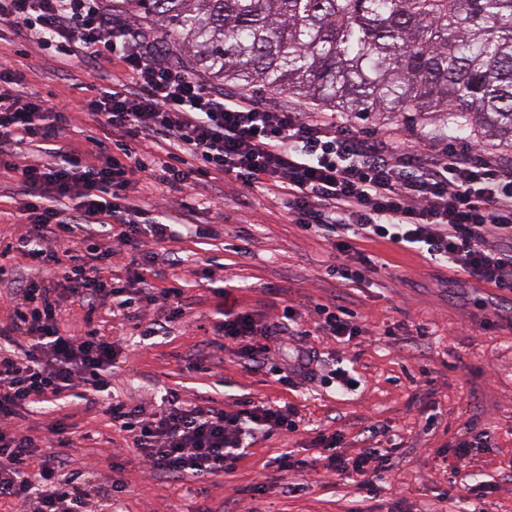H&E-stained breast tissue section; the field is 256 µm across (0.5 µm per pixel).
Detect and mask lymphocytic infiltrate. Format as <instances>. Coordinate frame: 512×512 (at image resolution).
<instances>
[{
    "mask_svg": "<svg viewBox=\"0 0 512 512\" xmlns=\"http://www.w3.org/2000/svg\"><path fill=\"white\" fill-rule=\"evenodd\" d=\"M1 21L41 45H58L63 55L82 57L91 69L110 61L123 69L125 80L101 85L83 103L110 129L120 156L92 163L59 149L48 162L21 167L16 160L23 144L62 138L66 116L47 101L13 94L18 76L0 59V169L20 171L28 188L21 216L32 231L18 238L15 249L34 263L13 318L0 322V340L26 341L19 352L0 347V500L21 503L27 512H90L89 496L67 469L70 424L59 419L50 426V447L18 423L21 409L48 402L76 382L103 394L110 389L114 345L91 326L79 335L61 332V297L86 303L93 312L117 310L128 317L157 302L170 316L182 314L178 280L150 292L133 280L102 275L114 256L174 237L167 216L140 224L129 219L134 181L155 177L187 189L216 170L250 189L277 190L294 223L333 237L345 257L336 272L351 283L363 282L376 264L365 254L349 261L350 252L357 242L380 239L425 252L474 284L512 293V161L482 145L427 153L315 112L225 96L162 62L156 39L117 24L103 0H0ZM150 133L170 147L166 160L152 165L131 146ZM66 198L76 201L79 217L65 216L59 203ZM100 214L107 218V243L92 244L83 255L73 252V239L87 230L82 217ZM293 318L288 305L258 317L228 311L215 330L239 344L240 355L255 368L262 337ZM106 411L113 426L133 435L140 464L176 477L232 470L254 431L270 436L297 428L285 404L204 410L174 393L150 409L113 399ZM341 442L338 432L314 440L327 454V470L371 488L384 453L366 448L350 456Z\"/></svg>",
    "mask_w": 512,
    "mask_h": 512,
    "instance_id": "obj_1",
    "label": "lymphocytic infiltrate"
}]
</instances>
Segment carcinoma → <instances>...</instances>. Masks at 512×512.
I'll list each match as a JSON object with an SVG mask.
<instances>
[{
	"label": "carcinoma",
	"instance_id": "cac0c4a2",
	"mask_svg": "<svg viewBox=\"0 0 512 512\" xmlns=\"http://www.w3.org/2000/svg\"><path fill=\"white\" fill-rule=\"evenodd\" d=\"M210 77L512 149V0H134Z\"/></svg>",
	"mask_w": 512,
	"mask_h": 512
}]
</instances>
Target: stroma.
Returning a JSON list of instances; mask_svg holds the SVG:
<instances>
[{"label": "stroma", "instance_id": "stroma-1", "mask_svg": "<svg viewBox=\"0 0 512 512\" xmlns=\"http://www.w3.org/2000/svg\"><path fill=\"white\" fill-rule=\"evenodd\" d=\"M117 23L134 22L157 38L162 22L141 15L132 0H107ZM168 61L196 72L190 53L166 39ZM10 58L23 81L20 89L57 106H67V143L88 151L89 137L107 132L81 100L94 95L99 72L80 58L52 55L29 41L24 30L0 26V55ZM371 133L398 132L409 145L432 142L445 146L447 133L438 125L393 117H373L362 124ZM142 207L175 218L174 240L152 245L157 253L142 275L155 287L169 276L181 279L185 314L159 335H146L160 320L159 307H147L143 319L98 314L95 323L109 339L120 342L125 358L112 372L111 393L131 404L154 402L168 392L207 404L241 399L280 401L295 407L297 431L258 441L234 470L192 482L151 473L134 460L131 440L113 426L104 401L55 410L38 404L24 421L32 435L63 413H71L78 433L68 450L74 471L95 466L85 481L91 497L106 501L109 478L125 490L119 512H512V329L494 328L495 317L512 316V293L473 288L448 281L447 268L398 245L364 240L357 248L377 262L365 281L352 284L330 270L338 259L331 238L293 224L274 195L232 182L212 172L189 192L142 180L129 191ZM20 173L0 170V235L16 239L30 227L19 218L24 202ZM204 222L216 237L187 232ZM30 262L20 253L0 254V320H9L14 292L27 276ZM232 284L225 298L214 292L217 280ZM292 305L301 318V335L283 333L265 339L266 368L254 369L237 356L235 346L220 349L214 326L221 308L261 313L265 304ZM345 307L356 315L361 332L340 343L316 326L315 306ZM398 327L397 335L387 330ZM313 353L309 371L296 370L298 352ZM206 358L203 374L190 363ZM347 369L351 385L337 391L333 373ZM290 378L282 385L276 372ZM375 437H365L368 427ZM342 430L343 449L387 448L391 455L374 479L372 490L326 476L324 469L289 475L306 484L291 496L267 461L286 451L313 459L315 431ZM490 436L486 448L471 449L465 461L454 453L464 437Z\"/></svg>", "mask_w": 512, "mask_h": 512}]
</instances>
